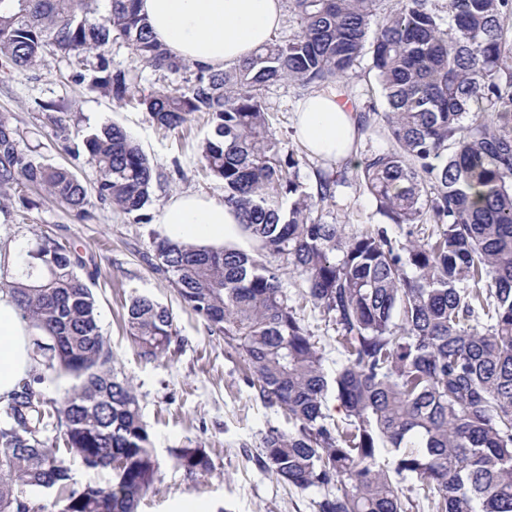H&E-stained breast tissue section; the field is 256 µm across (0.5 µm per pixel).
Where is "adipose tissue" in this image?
<instances>
[{
  "label": "adipose tissue",
  "mask_w": 512,
  "mask_h": 512,
  "mask_svg": "<svg viewBox=\"0 0 512 512\" xmlns=\"http://www.w3.org/2000/svg\"><path fill=\"white\" fill-rule=\"evenodd\" d=\"M140 7L156 40L172 54L214 69L249 57L271 40L284 18V0H141ZM355 105L341 85L314 90L298 102L296 134L311 156L333 163L356 155ZM160 222L166 237L182 243L209 245L241 236L231 205L197 194L172 198ZM35 334L10 296L0 292V400L33 372Z\"/></svg>",
  "instance_id": "obj_1"
}]
</instances>
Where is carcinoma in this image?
Returning <instances> with one entry per match:
<instances>
[{
	"instance_id": "obj_1",
	"label": "carcinoma",
	"mask_w": 512,
	"mask_h": 512,
	"mask_svg": "<svg viewBox=\"0 0 512 512\" xmlns=\"http://www.w3.org/2000/svg\"><path fill=\"white\" fill-rule=\"evenodd\" d=\"M99 2L0 0V68H33L48 51L92 55V86L122 101L133 95L130 72L107 57L120 40L147 66L190 73L187 90L160 87L140 104L165 130L207 116L203 168L223 182L253 246L158 238L155 268L242 350L263 403L288 414L291 429L269 430L258 462L301 490L336 487L318 512H408L409 478L427 488L433 512H512V0H400L384 13L380 0H287L297 34L222 71L173 56L140 0H107L104 13ZM367 52L386 109L359 111L358 128L371 131L382 116L393 149L361 158L356 177L391 223L436 225L401 248L379 226L350 233L315 216L346 171H319L315 190L305 187L296 171L308 161L283 151L260 95L282 81L338 84ZM40 108L67 140L65 116ZM83 149L99 199L148 223L155 172L127 132L104 125ZM30 189L87 215L78 176L45 163L1 115L0 211L15 199L36 206ZM270 256L336 325L346 361L330 380ZM82 267L76 248L43 234L25 245L21 277L8 284L38 335L36 369L3 405L0 512H137L154 488L159 461L134 390L112 366ZM127 332L145 360L180 346L169 309L144 295L127 307ZM45 367L74 380L63 398H44ZM330 389L342 427L327 413ZM51 427L62 443H49ZM170 454L188 475L213 468L201 445ZM75 461L110 479L71 487ZM28 488L57 495L39 504Z\"/></svg>"
}]
</instances>
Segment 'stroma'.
I'll use <instances>...</instances> for the list:
<instances>
[{"label":"stroma","mask_w":512,"mask_h":512,"mask_svg":"<svg viewBox=\"0 0 512 512\" xmlns=\"http://www.w3.org/2000/svg\"><path fill=\"white\" fill-rule=\"evenodd\" d=\"M112 68L128 69L140 89L185 88L182 75L156 71L137 61L123 43H113ZM92 69L77 55L55 54L28 70L0 72V113L27 133L46 162L76 171L86 187H94L95 166L87 155L66 154L46 126L41 103L50 102L64 112L71 145H81L95 128L115 124L140 146L155 169L151 220L134 223L111 202L91 198L89 216L77 219L59 201L45 198L39 207L14 205L0 226V240L31 241L51 232L63 243L77 245L88 268L96 269L90 287L96 297L99 324L106 336L119 376L129 378L137 395L142 419L160 469L153 492L140 512H182L195 504L199 512H317L325 495L322 487L302 491L262 468V439L272 429L288 430V418L278 408L261 402L242 352L222 334L210 332L206 322L186 309L169 278L155 270L153 240L162 236L159 218L171 197L185 192L223 199L224 185L206 175L201 145L210 132L204 118L185 127L159 129L136 100L117 101L102 91L89 89L85 76ZM306 88L278 83L263 89L261 97L273 129L287 149H299L294 132L297 101ZM323 223L343 224L356 231L384 222L373 198L358 180L338 187L335 198L318 211ZM282 285L304 324L322 350V366L334 375L344 356L336 347V327L319 308L303 298L304 285L290 270L280 272ZM135 295H145L170 309L174 326L184 343L174 357L146 362L136 357L123 315ZM202 445L213 459L210 472L187 475L170 455L188 443Z\"/></svg>","instance_id":"stroma-1"}]
</instances>
